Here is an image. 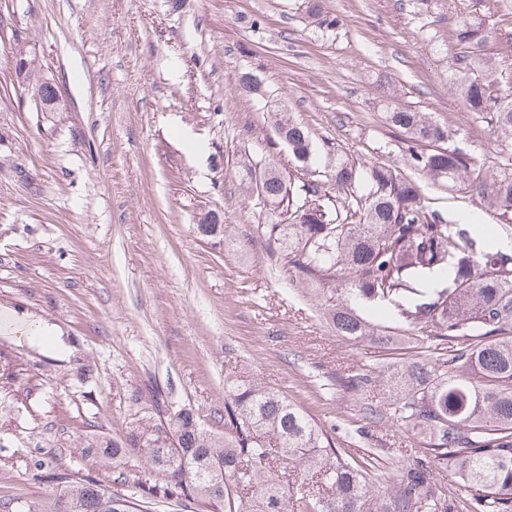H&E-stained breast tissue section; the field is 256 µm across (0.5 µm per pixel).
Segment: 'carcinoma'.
<instances>
[{
	"mask_svg": "<svg viewBox=\"0 0 512 512\" xmlns=\"http://www.w3.org/2000/svg\"><path fill=\"white\" fill-rule=\"evenodd\" d=\"M308 24L334 29L323 0H304ZM455 51L446 54L448 81L469 112L489 116L512 136V91L502 89L487 48L496 33L462 14ZM291 164L306 178L284 176L275 163L241 162L246 188L286 224H260L270 252H287L291 278L319 284L346 273L331 289L325 315L336 335L355 343L389 340L355 308L359 300L391 307L394 330L409 334L419 357L398 369L364 370L347 387L387 392L392 425L424 438V458L397 469L376 487L388 462L368 449L354 458L335 448L333 433L268 386L224 381V433L201 427L188 409L148 422L105 443L112 463L136 454L166 486L150 495L221 512H446L434 468L453 465L466 512H512V252L482 244L469 224H450L429 206L421 186L374 162L357 163L318 143L291 114L272 115ZM387 124L406 136L409 162L427 177L459 185L492 210L512 234V157L487 172L446 146L454 133L424 112L387 103ZM199 233L221 232L218 214ZM62 489L27 512H136L131 497L57 473Z\"/></svg>",
	"mask_w": 512,
	"mask_h": 512,
	"instance_id": "carcinoma-1",
	"label": "carcinoma"
}]
</instances>
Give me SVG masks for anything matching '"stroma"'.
I'll list each match as a JSON object with an SVG mask.
<instances>
[{"label": "stroma", "instance_id": "stroma-1", "mask_svg": "<svg viewBox=\"0 0 512 512\" xmlns=\"http://www.w3.org/2000/svg\"><path fill=\"white\" fill-rule=\"evenodd\" d=\"M302 0H0V512L42 501L52 474L134 491L143 459L113 466L93 443L145 419L192 409L223 432L224 380L281 391L336 428L342 452L376 449L397 465L422 455L393 426L386 394L344 378L415 351L405 340L355 344L322 315L325 296L292 281L259 227L279 214L246 193L250 153L291 168L269 113L287 110L317 141L397 167L432 208L456 220H500L465 190L410 165L379 87L454 131L453 143L496 168L512 138L493 137L448 82L440 44L467 12L498 38L491 50L512 85V0H324L339 26L308 28ZM52 78L64 109H37L17 83ZM260 77L265 98L239 75ZM224 219L205 237L204 213ZM44 322L57 341L18 327Z\"/></svg>", "mask_w": 512, "mask_h": 512}]
</instances>
